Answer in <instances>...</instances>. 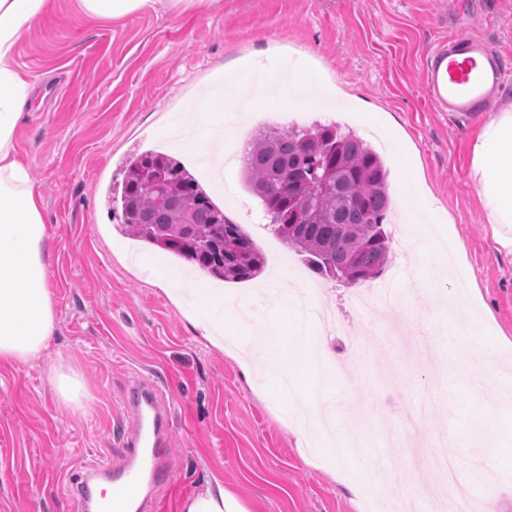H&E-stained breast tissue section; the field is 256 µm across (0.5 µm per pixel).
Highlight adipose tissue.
<instances>
[{
	"instance_id": "ef3b65f1",
	"label": "adipose tissue",
	"mask_w": 512,
	"mask_h": 512,
	"mask_svg": "<svg viewBox=\"0 0 512 512\" xmlns=\"http://www.w3.org/2000/svg\"><path fill=\"white\" fill-rule=\"evenodd\" d=\"M55 9V0H0V365H24L48 349L55 332L56 314L48 282L50 251L39 196L30 184L29 163L20 155L15 136L23 110L30 101L34 78L17 61L18 49L31 25ZM470 176L500 245L512 249V108L493 113L478 125L472 145ZM153 280L180 307L195 312L203 338L224 342V292L206 291L202 281L177 279L166 274ZM264 309L256 313L259 326L251 357L273 374L289 369V400L302 401L296 428L307 436L318 428L344 435L347 419L316 404L314 394L321 377L314 358L334 359L326 341L313 333L297 314L296 299L284 298L275 283L264 285ZM206 310H199L201 298ZM290 314L292 342L287 354L274 349L279 339L276 316ZM448 334L469 363L470 372L495 386L512 383V370L502 366L496 350L474 338L472 325L461 317L449 320ZM494 434L503 454L488 472H473L469 482L501 488L512 485V408L499 416L483 417L471 427L472 441Z\"/></svg>"
}]
</instances>
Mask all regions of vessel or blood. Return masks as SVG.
<instances>
[{"mask_svg": "<svg viewBox=\"0 0 512 512\" xmlns=\"http://www.w3.org/2000/svg\"><path fill=\"white\" fill-rule=\"evenodd\" d=\"M426 90L437 111L466 120L492 112L507 72L505 60L481 38L439 42L424 64ZM134 429L122 437L123 459H101L88 465L73 482L71 493L79 512H127L144 490L168 488V407L157 383L133 377L122 400ZM112 488L104 498L100 483Z\"/></svg>", "mask_w": 512, "mask_h": 512, "instance_id": "vessel-or-blood-1", "label": "vessel or blood"}]
</instances>
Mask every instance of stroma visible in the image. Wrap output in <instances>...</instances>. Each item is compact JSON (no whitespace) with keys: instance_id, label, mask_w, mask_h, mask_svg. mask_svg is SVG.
Here are the masks:
<instances>
[{"instance_id":"35a3bbf8","label":"stroma","mask_w":512,"mask_h":512,"mask_svg":"<svg viewBox=\"0 0 512 512\" xmlns=\"http://www.w3.org/2000/svg\"><path fill=\"white\" fill-rule=\"evenodd\" d=\"M440 6L441 0H216L202 17L159 0L112 21L81 15L76 0H57L55 13L32 25L18 62L39 85L16 146L43 202L57 323L38 359L0 366V512H78L68 478L91 460L121 459L122 436L133 428L122 396L136 375L157 382L170 410L169 460L181 497L216 479L244 512H366L347 462L297 440L291 423L300 403L283 402L266 369L244 370L228 349L205 342L137 263L156 260L193 276L197 268L123 234L121 214L104 196L122 181L128 157L165 152L267 250V219L240 164L224 168L221 187L201 166L206 149L221 152L224 144L158 134L176 119L195 122V85L235 69L239 98L255 105L242 141L262 127L348 125L389 168L387 231L406 225L417 255L431 226L450 225L465 247L461 271L480 295L474 307L482 340L493 347L500 337L512 340V250L484 224L470 181L474 127L432 107L423 71L427 52L451 32L481 37L512 58V0H461L444 29L436 22ZM281 71L313 94L314 106L298 96L286 104L260 102L263 86ZM369 112L383 114L398 143L365 121ZM400 145L422 172L433 220H404ZM293 261L292 275L317 290V301L300 309L310 328L321 331L328 311L349 328L331 339L350 364L328 394L349 419L346 440L358 442L383 485L403 486L438 512L434 474L429 465L414 467L399 415L413 409L418 391L440 386L427 428L447 432L455 455L475 468L482 461L467 415L477 408L495 413L488 388L468 377L467 362L435 317L447 282L423 287L406 274L401 253L393 254L384 274L412 304L386 316L401 324L405 347L381 334L384 315L349 307V285L317 278L301 256ZM63 363L90 398L85 411L63 405L48 383Z\"/></svg>"}]
</instances>
